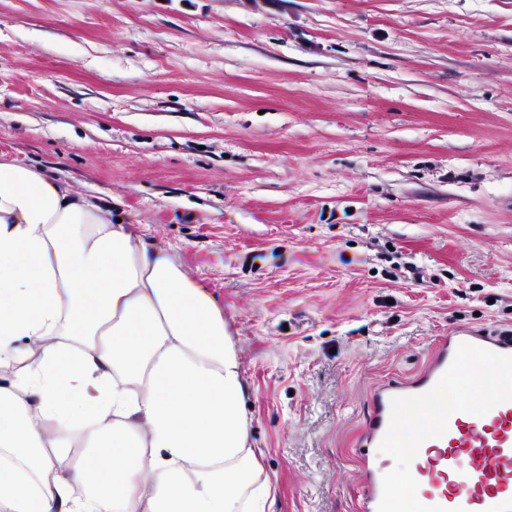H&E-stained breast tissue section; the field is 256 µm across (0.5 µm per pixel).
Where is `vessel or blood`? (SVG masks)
Returning a JSON list of instances; mask_svg holds the SVG:
<instances>
[{"mask_svg":"<svg viewBox=\"0 0 512 512\" xmlns=\"http://www.w3.org/2000/svg\"><path fill=\"white\" fill-rule=\"evenodd\" d=\"M371 403L355 442L359 512H512V331L453 328ZM379 448L415 469L390 472Z\"/></svg>","mask_w":512,"mask_h":512,"instance_id":"1","label":"vessel or blood"}]
</instances>
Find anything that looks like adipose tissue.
Instances as JSON below:
<instances>
[{
    "mask_svg": "<svg viewBox=\"0 0 512 512\" xmlns=\"http://www.w3.org/2000/svg\"><path fill=\"white\" fill-rule=\"evenodd\" d=\"M10 361L24 370L0 387V512H266L215 297L111 205L0 162Z\"/></svg>",
    "mask_w": 512,
    "mask_h": 512,
    "instance_id": "ef3b65f1",
    "label": "adipose tissue"
}]
</instances>
